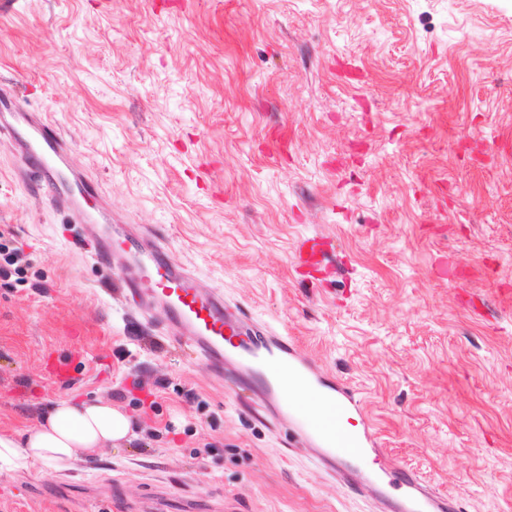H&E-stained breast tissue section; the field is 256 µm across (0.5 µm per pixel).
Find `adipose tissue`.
<instances>
[{
	"instance_id": "adipose-tissue-1",
	"label": "adipose tissue",
	"mask_w": 512,
	"mask_h": 512,
	"mask_svg": "<svg viewBox=\"0 0 512 512\" xmlns=\"http://www.w3.org/2000/svg\"><path fill=\"white\" fill-rule=\"evenodd\" d=\"M133 436L130 418L111 403L60 400L25 441L0 436V476L21 477L40 466L65 470Z\"/></svg>"
}]
</instances>
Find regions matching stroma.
I'll return each instance as SVG.
<instances>
[{
    "label": "stroma",
    "mask_w": 512,
    "mask_h": 512,
    "mask_svg": "<svg viewBox=\"0 0 512 512\" xmlns=\"http://www.w3.org/2000/svg\"><path fill=\"white\" fill-rule=\"evenodd\" d=\"M1 76L117 223L351 388L382 453L455 512H512V0H15ZM20 166L0 135V228L41 281L0 282V435L98 398L138 437L1 476L0 512H123L161 486L168 512H377L373 465L330 477L164 311L113 300ZM314 235L334 260L299 267Z\"/></svg>",
    "instance_id": "stroma-1"
}]
</instances>
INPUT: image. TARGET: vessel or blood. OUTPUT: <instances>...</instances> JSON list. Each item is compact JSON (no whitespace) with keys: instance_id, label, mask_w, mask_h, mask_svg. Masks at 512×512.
<instances>
[{"instance_id":"vessel-or-blood-1","label":"vessel or blood","mask_w":512,"mask_h":512,"mask_svg":"<svg viewBox=\"0 0 512 512\" xmlns=\"http://www.w3.org/2000/svg\"><path fill=\"white\" fill-rule=\"evenodd\" d=\"M0 132L13 138L21 156L36 167L57 207L77 222L99 226L92 245L97 264L111 270L113 257L124 256L123 268L112 279L114 294L124 307L135 302L162 306L175 329V341H189L216 372H223L226 360L235 361L265 401L294 415L299 432L315 443V457L345 482L355 481L356 463L375 449L377 441L370 429L341 427L342 416L361 411V401L351 389L297 358L286 336L248 334L241 317L227 312L223 292L198 288L195 277L173 262L162 246L131 233L113 236L108 213L100 206L102 187L69 167L70 142L40 113L23 109L15 91L4 84ZM301 393L313 400V411L294 403V396ZM376 464L388 512H454L446 495L394 459L380 455Z\"/></svg>"}]
</instances>
